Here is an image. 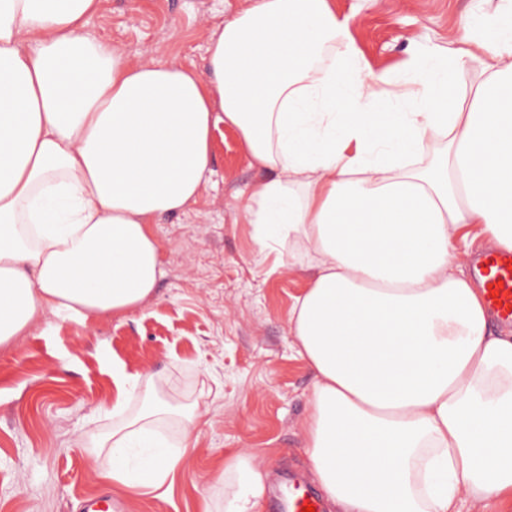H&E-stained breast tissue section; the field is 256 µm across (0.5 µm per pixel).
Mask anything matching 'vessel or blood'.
<instances>
[{
	"label": "vessel or blood",
	"mask_w": 512,
	"mask_h": 512,
	"mask_svg": "<svg viewBox=\"0 0 512 512\" xmlns=\"http://www.w3.org/2000/svg\"><path fill=\"white\" fill-rule=\"evenodd\" d=\"M477 270L486 308L499 322L512 323V251L485 253Z\"/></svg>",
	"instance_id": "vessel-or-blood-1"
}]
</instances>
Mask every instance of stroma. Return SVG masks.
Segmentation results:
<instances>
[{
  "label": "stroma",
  "instance_id": "1",
  "mask_svg": "<svg viewBox=\"0 0 512 512\" xmlns=\"http://www.w3.org/2000/svg\"><path fill=\"white\" fill-rule=\"evenodd\" d=\"M504 0H333L338 18L376 71L402 78L433 45L461 47L465 17ZM241 0H103L92 33L134 61L165 57L203 69L214 26ZM212 173L198 201L156 219L161 271L150 302L124 316L56 320L0 347V512H85L108 497L126 512H199L225 463L254 454L271 475L264 512H276L289 477L311 480L303 421L314 375L297 355L288 312L310 283L301 255L258 251L240 207L267 178L238 134L213 135ZM152 374L161 395L208 412L193 427L172 484L130 489L108 480V452L80 435L112 427L113 366Z\"/></svg>",
  "mask_w": 512,
  "mask_h": 512
}]
</instances>
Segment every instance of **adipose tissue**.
<instances>
[{
    "label": "adipose tissue",
    "mask_w": 512,
    "mask_h": 512,
    "mask_svg": "<svg viewBox=\"0 0 512 512\" xmlns=\"http://www.w3.org/2000/svg\"><path fill=\"white\" fill-rule=\"evenodd\" d=\"M101 3L0 0V345L144 307L161 275L148 226L196 202L222 124L272 173L242 212L255 245L313 269L288 330L314 373L305 455L331 512L512 501V332L456 261L479 237L512 250V8L420 54L409 86L370 69L332 0H246L200 72L131 62L89 31ZM173 413L138 375L81 442L110 449L113 481L159 486L189 445L168 450ZM265 480L251 456L225 466L224 512H262Z\"/></svg>",
    "instance_id": "adipose-tissue-1"
}]
</instances>
